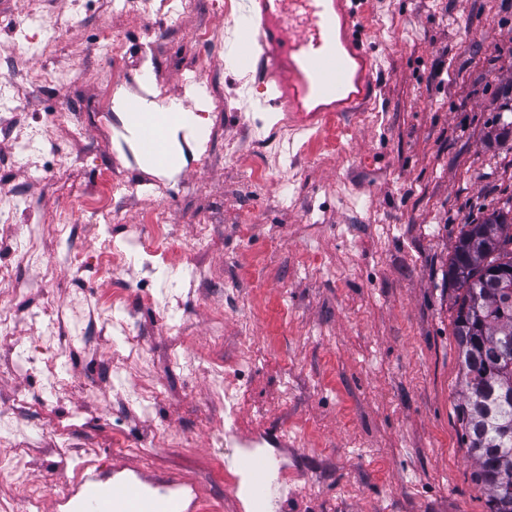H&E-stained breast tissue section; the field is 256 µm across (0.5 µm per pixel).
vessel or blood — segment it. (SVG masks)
<instances>
[{
  "label": "vessel or blood",
  "mask_w": 512,
  "mask_h": 512,
  "mask_svg": "<svg viewBox=\"0 0 512 512\" xmlns=\"http://www.w3.org/2000/svg\"><path fill=\"white\" fill-rule=\"evenodd\" d=\"M240 41L243 57L259 56L266 94L262 107L280 112L294 129L326 126L335 116L355 111L377 89L376 63L360 23L361 11L350 0H243ZM129 123L138 131L143 167L177 164L169 151L166 130L178 123L196 138L206 136L197 125L190 102L178 99L168 112L146 111L140 100L127 104ZM238 467L254 477L258 498L269 495V461L242 457ZM83 512H183L174 497H146L129 484L85 479Z\"/></svg>",
  "instance_id": "vessel-or-blood-1"
}]
</instances>
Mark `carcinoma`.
Wrapping results in <instances>:
<instances>
[{"label":"carcinoma","instance_id":"carcinoma-1","mask_svg":"<svg viewBox=\"0 0 512 512\" xmlns=\"http://www.w3.org/2000/svg\"><path fill=\"white\" fill-rule=\"evenodd\" d=\"M494 269L512 270V209L465 224L448 258L455 288L453 335L461 358L462 440L489 512H512V293Z\"/></svg>","mask_w":512,"mask_h":512}]
</instances>
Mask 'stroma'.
Instances as JSON below:
<instances>
[{
    "instance_id": "35a3bbf8",
    "label": "stroma",
    "mask_w": 512,
    "mask_h": 512,
    "mask_svg": "<svg viewBox=\"0 0 512 512\" xmlns=\"http://www.w3.org/2000/svg\"><path fill=\"white\" fill-rule=\"evenodd\" d=\"M229 2L218 14L200 0L175 21L168 5L143 16L115 0H42L34 24L32 0H0V45L49 31L60 16L80 31L40 59L55 83L32 88L20 71L0 78V126L38 130L66 93L97 97L112 70L98 13L111 10L127 53L108 112L83 113L81 127L58 126L50 141L0 139V179L17 192L0 249L27 289L14 306L13 337L0 340V458L30 445L27 476L45 490L41 512H73L56 487L94 473L174 480L198 512H244V495L214 463H230L246 440L273 465L280 491L270 512H488L455 413L462 387L448 257L463 225L512 199V132L502 128L512 121V0H371L362 24L381 90L367 120L346 114L282 148L279 116L260 106L257 79L238 61L241 0ZM204 23L223 26L221 46L191 42ZM438 69L447 82L433 79ZM143 75L148 100L191 101L208 132L202 141L179 132L177 171H155L149 183L112 135L129 83ZM75 152L84 155L80 169L61 164ZM261 165L270 177L254 192L247 176ZM107 167L123 178L114 194L125 204L121 222L161 199L170 236L210 224L195 258L123 252L121 272L108 274L95 255L102 238L122 243L119 224L88 223L75 242L87 257L82 272L50 238L41 263L27 261L28 204L58 211ZM194 260L210 280L190 278ZM151 292L170 302L171 315L150 304ZM119 293L126 304L115 315L144 340L148 363L117 373L128 357L122 337L89 339L77 326L48 374V342L37 333L43 307L65 303L78 313ZM247 333L257 355L243 364ZM212 358L236 369L242 417L213 400ZM152 382L161 395L149 413L123 405ZM220 427L226 438L216 449L209 437ZM163 430L176 441L157 443L153 465L144 464L140 447ZM63 444L90 454L62 457ZM116 457L126 463L117 474Z\"/></svg>"
}]
</instances>
